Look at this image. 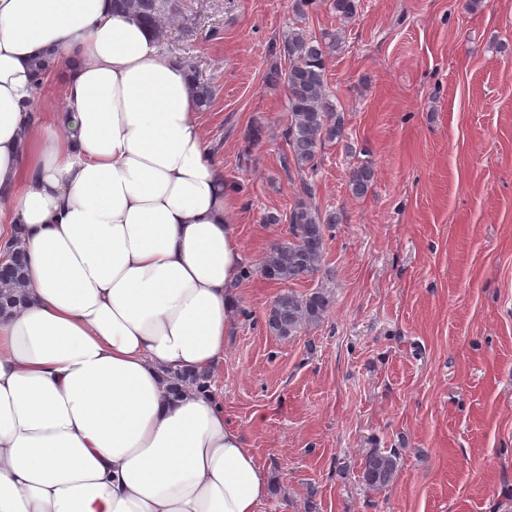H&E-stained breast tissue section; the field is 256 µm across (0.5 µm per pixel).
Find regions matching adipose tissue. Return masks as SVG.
Listing matches in <instances>:
<instances>
[{"mask_svg":"<svg viewBox=\"0 0 512 512\" xmlns=\"http://www.w3.org/2000/svg\"><path fill=\"white\" fill-rule=\"evenodd\" d=\"M66 63L34 109L38 58ZM234 195L189 70L112 0H0V512H257L269 474L214 393L237 308ZM4 251L10 257L0 264V313L17 307L25 300L26 259L20 239H13Z\"/></svg>","mask_w":512,"mask_h":512,"instance_id":"adipose-tissue-1","label":"adipose tissue"}]
</instances>
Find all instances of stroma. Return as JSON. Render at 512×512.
Listing matches in <instances>:
<instances>
[{
    "label": "stroma",
    "instance_id": "stroma-1",
    "mask_svg": "<svg viewBox=\"0 0 512 512\" xmlns=\"http://www.w3.org/2000/svg\"><path fill=\"white\" fill-rule=\"evenodd\" d=\"M343 29L327 83L347 141L323 149L313 205L334 211L312 279H266L288 237L297 176L283 170L289 28ZM163 48L216 88L198 115L236 185L250 277L212 373L224 418L271 475L259 512H512V0H181ZM262 126L252 140L253 126ZM374 184L354 197L351 168ZM327 287L325 318L283 338L265 315L287 291ZM397 456L383 490L369 452Z\"/></svg>",
    "mask_w": 512,
    "mask_h": 512
}]
</instances>
